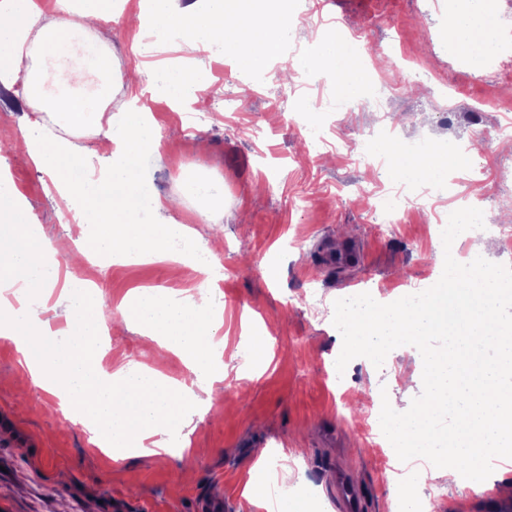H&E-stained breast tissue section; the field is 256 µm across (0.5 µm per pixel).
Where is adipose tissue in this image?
Instances as JSON below:
<instances>
[{
    "mask_svg": "<svg viewBox=\"0 0 512 512\" xmlns=\"http://www.w3.org/2000/svg\"><path fill=\"white\" fill-rule=\"evenodd\" d=\"M123 0H55L45 12L39 0H0V87L20 90L31 113L20 127L24 157L50 175L58 210L77 225H93L94 244L113 265L167 261L190 265L203 274L196 295L167 288L133 291L122 306L126 326H137L154 344L156 366L122 364L105 372L98 333L101 303L90 295L101 269L90 264L60 297L66 340L49 331L42 301L58 277L46 259L47 240L28 232L31 217L24 198L5 181L9 158L0 154V336L17 342L27 363L25 381L53 389L65 378L64 392L92 422L97 436L115 453L152 442L165 453L173 428L186 427L187 401L212 394L224 378V343L215 337L217 315L211 285L219 274L214 258L219 242L195 239L178 220L179 200L158 196L143 180L139 161L157 154V122L135 101L116 102L121 77L108 47L107 24ZM141 24L162 51L180 54V64L159 74L161 94L171 106L184 99L206 104L213 80L204 59L228 54L257 68L283 59L297 23L281 0H141ZM494 18L486 0H467L466 10L448 28L449 44L480 60L493 49ZM308 67L345 74L342 95L361 87L359 58L336 36L320 39ZM76 133L93 135L86 150L71 142ZM456 158L436 150L402 157L397 171L406 178L439 180ZM100 169V177L74 180L76 172ZM512 289L495 279L449 270L424 298L401 297L382 306L367 305L353 320L355 336H444L448 349L427 363L429 394L406 421H388L400 458L432 454L435 478L467 477L493 495L512 493V477L490 466L512 447V381L496 358L512 359ZM178 355L191 382L158 370L169 354ZM455 417L450 431L433 427L436 414Z\"/></svg>",
    "mask_w": 512,
    "mask_h": 512,
    "instance_id": "obj_1",
    "label": "adipose tissue"
}]
</instances>
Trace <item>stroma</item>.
Wrapping results in <instances>:
<instances>
[{
    "label": "stroma",
    "instance_id": "35a3bbf8",
    "mask_svg": "<svg viewBox=\"0 0 512 512\" xmlns=\"http://www.w3.org/2000/svg\"><path fill=\"white\" fill-rule=\"evenodd\" d=\"M139 0H128L111 23L109 46L120 71L145 66L132 55ZM325 13L343 28L362 32L374 58L408 68L427 61V78L406 90H386L392 115L402 116L393 143L455 141L472 148L469 168L449 174L452 201L477 198L482 215L473 228L487 246L486 267L512 274V248L499 239L503 212L512 211V176L498 166L506 157L503 140L476 139L503 120L490 83L476 81L448 65V13L427 15L424 0H324ZM434 35L441 49L425 57L420 32ZM218 92L206 113L190 106L174 110L152 102L163 161L146 156L142 177L162 197L184 198L181 219L201 237L219 233L216 255L222 277L213 287L217 331L224 339L227 374L222 398L189 427L197 448L192 475L177 457L139 456L123 461L91 438L85 420L75 418L57 395L15 385L25 364L16 343L0 337V512H194L198 500L221 499L224 512H258L245 496L255 463L254 449L270 448L267 468L322 512H338L331 473L343 468L362 490V512H390L396 477L390 447L375 448L358 424L385 400L390 413L411 411L425 398L422 368L426 353L448 347L442 336H406L376 352L349 347L336 329L335 315H314L309 305L324 300L335 307L347 296L391 298L432 288L448 268L449 254H467L466 241L445 253L438 244L447 226L431 210L414 209L399 229L382 231L371 208L394 195L401 181L379 179L353 163L349 152H379V116L366 95L346 99L340 111L306 114L304 103L271 66L249 97L238 89L250 72L232 58L209 66ZM207 140V178L224 195L222 217L202 214L197 198L185 191L182 174L194 169L196 144ZM349 152L342 155L336 142ZM15 189L26 199L37 229L57 260L59 297L67 276H81L74 263L81 241L77 225L65 221L50 195L48 174L32 163L10 165ZM359 247L358 264L339 268L337 247ZM199 273L169 263L106 266L98 281L105 319L121 317L120 303L134 288L192 289ZM270 326L269 360L255 366L245 356L248 332ZM105 365L152 364L153 353L136 332H110ZM422 498L455 501L459 512H503L512 497L499 498L467 480H425Z\"/></svg>",
    "mask_w": 512,
    "mask_h": 512
}]
</instances>
